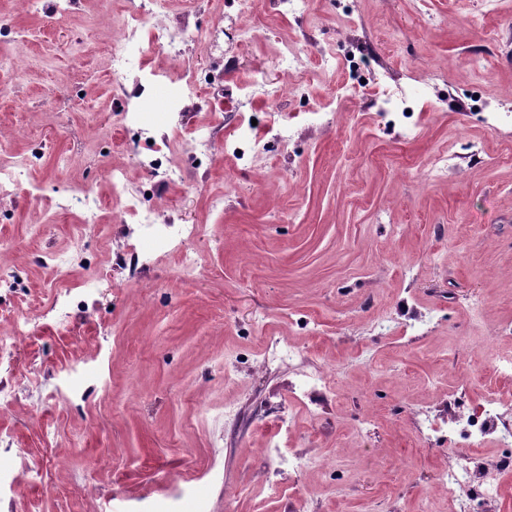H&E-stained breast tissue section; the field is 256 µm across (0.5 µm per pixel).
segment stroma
I'll use <instances>...</instances> for the list:
<instances>
[{
	"label": "stroma",
	"mask_w": 512,
	"mask_h": 512,
	"mask_svg": "<svg viewBox=\"0 0 512 512\" xmlns=\"http://www.w3.org/2000/svg\"><path fill=\"white\" fill-rule=\"evenodd\" d=\"M122 0H81L50 17L23 0H0L24 36L19 75L0 76V155L39 147L28 173L37 187L0 206V261L17 267L15 292L1 297L28 313L57 292L78 290L98 271L111 278L86 301L92 319L70 334L45 325L22 341L19 369L64 376L103 372L107 390L83 408L38 406L21 395L0 410V434L17 454L0 468L37 471L25 491L0 500V512H145L179 496L178 512H456L439 473L453 443L420 445L423 410L440 416L458 378L466 405L495 393L512 408V379L490 370L493 356L512 357V128L491 129L485 106L512 107V0H310L307 16L270 19L242 0L228 9L254 33L239 72H222L205 55L188 67L215 73L222 105L266 124L271 108L296 112L328 102L345 83L344 65L322 57L347 53L381 60L401 82L429 86L413 105L414 137L386 126L378 96L368 93L322 124L296 129L278 154L257 150L250 166L219 149L202 165L204 194L181 196L184 220L199 224L193 249L207 265L182 272L158 252L137 285L114 263L137 240L114 206L101 228L75 235V215L60 214V188L100 182L109 163H128L159 196L174 187L137 169L122 146V103L108 89V26ZM297 47L282 63L279 40ZM263 73L277 95L243 97L245 77ZM73 95L77 111L58 115L54 97ZM488 160L472 164L473 148ZM440 153L454 160L430 175ZM224 198V214L207 199ZM39 244L79 253L66 277L31 262ZM280 337L323 369L330 390L294 399L301 367H263L266 339ZM233 366L234 380L224 377ZM288 421V445L318 461L311 476L280 470L271 494V442ZM199 479L175 486L178 474Z\"/></svg>",
	"instance_id": "stroma-1"
}]
</instances>
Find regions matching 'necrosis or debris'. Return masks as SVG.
Returning a JSON list of instances; mask_svg holds the SVG:
<instances>
[{
  "label": "necrosis or debris",
  "mask_w": 512,
  "mask_h": 512,
  "mask_svg": "<svg viewBox=\"0 0 512 512\" xmlns=\"http://www.w3.org/2000/svg\"><path fill=\"white\" fill-rule=\"evenodd\" d=\"M124 7L117 20L119 38L110 44L108 51L112 59L110 85L124 99L121 114L126 148L137 153L141 164L151 172L163 177L172 185L184 184L181 165L173 157L175 144L186 143L196 154L208 153L213 147L211 137L197 133L188 122L190 112L208 108L209 89L193 71L181 68L180 60L198 51L218 47L220 38L243 45L252 40L253 34L240 26L216 25L210 29L191 27L182 20L176 25L164 24L161 16L166 0H123ZM152 32V46L164 55L168 64L164 67L146 69L134 78L128 77L124 46L140 41L144 32ZM351 70H364V82L343 85L333 97L334 102L355 99L369 91H381L388 113L405 114L409 108V92L397 82L391 71L383 64L368 67L359 61L348 59ZM167 84L170 93L166 101L167 132L161 143L150 142L140 112V104L150 99L160 84ZM110 200L120 208L123 221L136 225L142 236L150 238L159 248L175 251L180 256L181 266L187 274L200 271L205 258L190 247L200 228L195 224L174 225L172 213L177 209L176 201L155 202L149 196V184L134 181L129 169L121 164H112L105 170ZM102 200L92 187L75 184L69 186L63 200L65 209L80 211L82 221L78 231H85L102 221ZM84 300L71 295L70 291L58 292L52 305L42 316L0 306V325L5 332L0 335V409L14 405L20 393H34L42 403H65L73 406L79 400L80 387L72 385L61 389L40 370L33 369L25 376L16 373L15 358L20 337L29 335L37 321L52 323L65 329L77 315L87 313ZM505 407L494 396L485 397L473 409L455 406L447 416L429 420L427 429L433 433L445 432L466 439L470 452H457L448 457V465L441 471V480L449 491L462 492L459 512H469L472 502L497 504L500 498L501 478L512 472V421L504 419ZM497 435L502 448L494 465L478 468L473 464L472 449L481 447L489 435Z\"/></svg>",
  "instance_id": "1"
}]
</instances>
